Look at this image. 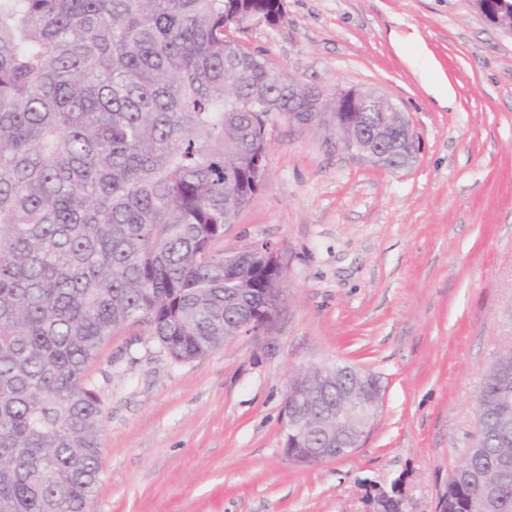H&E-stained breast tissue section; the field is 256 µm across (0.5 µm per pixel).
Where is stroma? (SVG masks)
Segmentation results:
<instances>
[{
    "label": "stroma",
    "instance_id": "stroma-1",
    "mask_svg": "<svg viewBox=\"0 0 512 512\" xmlns=\"http://www.w3.org/2000/svg\"><path fill=\"white\" fill-rule=\"evenodd\" d=\"M244 46L323 95L385 94L418 150L377 167L327 122L273 115L264 186L220 250L271 243L286 303L270 338L240 335L192 362L145 326L101 345L92 512H372L400 482L435 512L476 425L483 376L512 347V36L468 0H284ZM350 364L386 385L359 448L306 466L283 452L287 386Z\"/></svg>",
    "mask_w": 512,
    "mask_h": 512
}]
</instances>
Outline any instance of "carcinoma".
I'll list each match as a JSON object with an SVG mask.
<instances>
[{"label":"carcinoma","instance_id":"obj_1","mask_svg":"<svg viewBox=\"0 0 512 512\" xmlns=\"http://www.w3.org/2000/svg\"><path fill=\"white\" fill-rule=\"evenodd\" d=\"M283 0H0V512H90L104 412L100 346L144 324L177 362L236 336L281 272L215 245L262 188L264 122L298 111L242 45ZM331 391L312 411L336 426ZM483 447L436 512H512V374L488 368Z\"/></svg>","mask_w":512,"mask_h":512}]
</instances>
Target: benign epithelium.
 Here are the masks:
<instances>
[{
  "label": "benign epithelium",
  "instance_id": "obj_1",
  "mask_svg": "<svg viewBox=\"0 0 512 512\" xmlns=\"http://www.w3.org/2000/svg\"><path fill=\"white\" fill-rule=\"evenodd\" d=\"M471 7L483 19L495 28L512 36V23L505 19L512 17V0H469ZM330 101L340 106V113L334 115L338 143L346 150L352 151L369 162L389 169L397 170L399 166L395 159L402 156H412L416 151V135L400 108L388 96L376 91L357 88L338 89L330 97ZM300 111L295 113L298 122L313 125L326 111V102L322 94L313 87L306 88V93L297 100ZM381 112L389 116L390 123H380L371 132H366L353 126V121L343 116V113ZM328 392L339 387L336 370L317 368V377L313 386L289 384L283 403L285 419V442L303 448V452L294 461L310 464L314 461L323 462L336 458L329 448H309L307 444L313 434H318L327 443L337 445L343 438L357 442L361 441L371 423L375 420L382 404L385 386L378 382L376 392L359 402L362 408L360 416L344 422L346 435L332 432L322 422L313 421L304 424L295 420V408L304 406L312 400L311 388Z\"/></svg>",
  "mask_w": 512,
  "mask_h": 512
}]
</instances>
